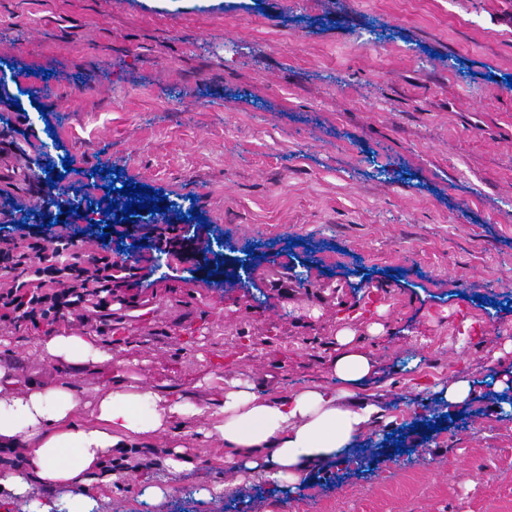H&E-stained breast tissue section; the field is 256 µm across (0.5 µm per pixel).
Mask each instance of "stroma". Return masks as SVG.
Masks as SVG:
<instances>
[{
  "mask_svg": "<svg viewBox=\"0 0 512 512\" xmlns=\"http://www.w3.org/2000/svg\"><path fill=\"white\" fill-rule=\"evenodd\" d=\"M510 76L512 0H0V234L133 268L111 318L0 322L14 393L60 387L84 413L119 382L284 396L330 382L348 328L383 409L345 464L264 493L216 494L224 445L181 419L91 484L93 512H512ZM53 178L74 209L49 227L31 211ZM114 183L175 209L182 246H149L171 232L154 220L86 224ZM63 331L109 360L49 355ZM461 373L476 396L444 415L432 388ZM174 440L195 467L173 478Z\"/></svg>",
  "mask_w": 512,
  "mask_h": 512,
  "instance_id": "35a3bbf8",
  "label": "stroma"
}]
</instances>
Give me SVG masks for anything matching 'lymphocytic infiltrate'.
I'll list each match as a JSON object with an SVG mask.
<instances>
[{
    "instance_id": "1",
    "label": "lymphocytic infiltrate",
    "mask_w": 512,
    "mask_h": 512,
    "mask_svg": "<svg viewBox=\"0 0 512 512\" xmlns=\"http://www.w3.org/2000/svg\"><path fill=\"white\" fill-rule=\"evenodd\" d=\"M56 241L53 247L31 242L18 255L14 240L0 237V261L12 277L11 286L0 289V310L6 316L18 321L52 314L86 322L108 308V296L125 281V264L104 255L86 268L67 253L65 236Z\"/></svg>"
}]
</instances>
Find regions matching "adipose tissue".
Instances as JSON below:
<instances>
[{"label": "adipose tissue", "mask_w": 512, "mask_h": 512, "mask_svg": "<svg viewBox=\"0 0 512 512\" xmlns=\"http://www.w3.org/2000/svg\"><path fill=\"white\" fill-rule=\"evenodd\" d=\"M51 355L69 362L101 363L109 358L95 337L59 334L44 343ZM335 385L312 384L275 398L250 381L224 384L217 412L160 393L127 386L108 392L80 418L73 395L62 388L8 393L12 380L0 367V447L19 452L25 466L0 471V512L26 499V512H53L51 500L35 495L44 486L69 491L71 512H89L91 471L106 456L128 454L166 432L177 418L210 414L208 435L224 443V470L232 491L244 480L299 485L312 470L340 461L342 451L380 418L375 402L359 398L373 363L353 331L336 334L329 359Z\"/></svg>", "instance_id": "adipose-tissue-1"}]
</instances>
